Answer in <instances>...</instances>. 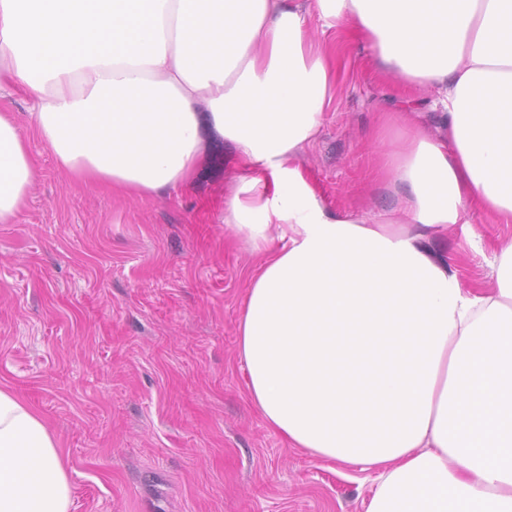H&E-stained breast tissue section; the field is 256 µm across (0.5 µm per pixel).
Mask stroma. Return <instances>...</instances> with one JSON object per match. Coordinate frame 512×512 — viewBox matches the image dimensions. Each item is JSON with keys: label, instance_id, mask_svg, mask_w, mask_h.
Returning <instances> with one entry per match:
<instances>
[{"label": "stroma", "instance_id": "35a3bbf8", "mask_svg": "<svg viewBox=\"0 0 512 512\" xmlns=\"http://www.w3.org/2000/svg\"><path fill=\"white\" fill-rule=\"evenodd\" d=\"M309 36L331 47L337 81L303 176L333 208L391 211L381 168L403 131L385 115L435 133L436 94L405 89L348 24L314 13ZM0 109L39 166L18 222L0 224V387L58 441L71 512H365L364 472L288 447L248 399L236 322L255 258L225 248L221 221L236 148L212 138L187 190L114 194L56 166L22 99ZM469 219L437 248L465 288L486 291L512 223Z\"/></svg>", "mask_w": 512, "mask_h": 512}]
</instances>
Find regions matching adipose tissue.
Returning <instances> with one entry per match:
<instances>
[{"label":"adipose tissue","mask_w":512,"mask_h":512,"mask_svg":"<svg viewBox=\"0 0 512 512\" xmlns=\"http://www.w3.org/2000/svg\"><path fill=\"white\" fill-rule=\"evenodd\" d=\"M351 20L439 136L397 112L394 211L328 208L298 161L336 81L311 13ZM71 176L145 197L190 187L207 138L238 151L230 238L257 258L236 325L251 404L289 447L375 472L366 512H512V242L463 288L435 241L512 220V0H0V100ZM0 111V224L37 177ZM58 447L0 389V512H70Z\"/></svg>","instance_id":"ef3b65f1"}]
</instances>
